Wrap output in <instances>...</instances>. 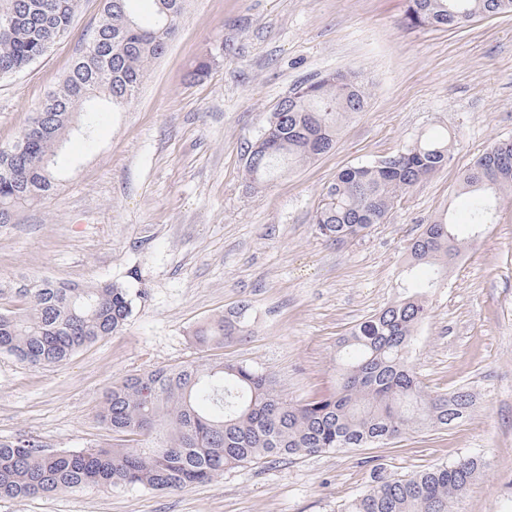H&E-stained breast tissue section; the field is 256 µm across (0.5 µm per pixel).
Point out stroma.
I'll use <instances>...</instances> for the list:
<instances>
[{"instance_id": "35a3bbf8", "label": "stroma", "mask_w": 512, "mask_h": 512, "mask_svg": "<svg viewBox=\"0 0 512 512\" xmlns=\"http://www.w3.org/2000/svg\"><path fill=\"white\" fill-rule=\"evenodd\" d=\"M100 12V0H80L62 39L0 79V147L58 88ZM203 58L209 73L194 79ZM336 70L365 81V110L343 117L332 151L251 187L247 148L278 103ZM428 133L451 139L447 166L408 189L367 235L337 243L319 234L316 211L337 173ZM506 138L512 16L444 29L407 26L405 0H186L136 98L98 113L92 141L64 144L58 196L0 228L1 288L20 278L113 280L136 295L121 333L63 365L34 368L0 353V441L51 451L110 445L100 412L112 383L192 359L257 365L292 401L333 389L338 341L395 298L424 224L449 211L467 219L460 177ZM244 305L247 339L196 346L197 327ZM412 362L430 390H473L471 416L386 445L227 470L178 491L85 486L0 499V512H341L376 477L465 455L489 465L453 512H512V191L449 268Z\"/></svg>"}]
</instances>
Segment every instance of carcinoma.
<instances>
[{"mask_svg":"<svg viewBox=\"0 0 512 512\" xmlns=\"http://www.w3.org/2000/svg\"><path fill=\"white\" fill-rule=\"evenodd\" d=\"M136 0H102L97 25L60 88L48 94L43 130L25 151L0 147V227L24 205L57 191L56 157L70 135L93 133L100 103H131L151 65L175 34L186 0H153L155 17L140 22ZM410 26L452 28L475 16L512 15V0H406ZM79 0H0V79L24 71L64 36ZM368 99L352 71L300 84L253 142L245 165L250 183L274 177L331 151L343 113ZM451 143L430 135L405 150L340 171L317 209L328 240L365 235L383 223L394 200L447 165ZM470 194L471 241L493 222L497 195L512 189V140L499 141L463 173ZM448 215L424 226L410 246L399 296L337 344L336 387L305 402L284 398L261 368L246 362H190L155 367L112 383L101 412L116 443L110 447L47 451L31 440L0 442V497L31 498L88 485L180 490L216 474L345 448L388 443L426 428L446 429L469 417L476 396L465 387L428 389L412 364L416 327L432 292L459 257L463 242ZM133 294L121 282L19 281L0 289V353L36 368L61 365L84 347L123 330ZM251 334L243 307L194 332L201 346ZM486 462L465 456L413 476L380 477L343 512H451L454 499L477 480Z\"/></svg>","mask_w":512,"mask_h":512,"instance_id":"cac0c4a2","label":"carcinoma"}]
</instances>
